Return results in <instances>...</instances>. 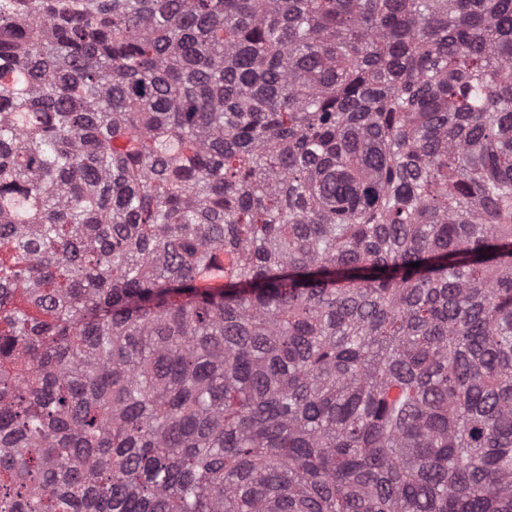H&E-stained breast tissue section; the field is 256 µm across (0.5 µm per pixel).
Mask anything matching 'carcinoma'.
<instances>
[{
    "label": "carcinoma",
    "instance_id": "obj_1",
    "mask_svg": "<svg viewBox=\"0 0 512 512\" xmlns=\"http://www.w3.org/2000/svg\"><path fill=\"white\" fill-rule=\"evenodd\" d=\"M0 512H512V0L1 4Z\"/></svg>",
    "mask_w": 512,
    "mask_h": 512
}]
</instances>
